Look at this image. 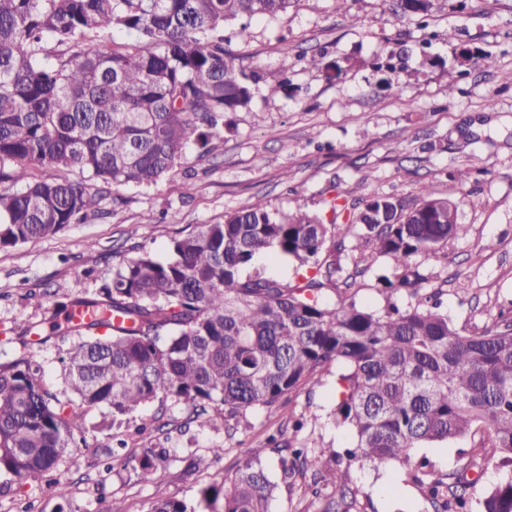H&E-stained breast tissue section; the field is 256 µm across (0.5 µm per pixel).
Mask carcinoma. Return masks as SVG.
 I'll list each match as a JSON object with an SVG mask.
<instances>
[{
  "mask_svg": "<svg viewBox=\"0 0 512 512\" xmlns=\"http://www.w3.org/2000/svg\"><path fill=\"white\" fill-rule=\"evenodd\" d=\"M432 0H398L405 15L428 14ZM294 0H0V248L35 243L97 211L120 187L155 184L181 166L184 149L204 152L224 135V118L247 107L259 84L276 93L285 72L240 64L224 46L226 23L274 17ZM56 172L32 180V168ZM87 174L75 179L74 172ZM333 220L299 209L277 214L258 200L175 237L170 256L121 262L92 297L60 305L88 322L62 359L66 399L42 375L27 338L0 362V473L38 481L73 457L86 411L106 410L100 429L126 448L121 429L148 430L139 412L170 402L195 423L230 430L241 411L271 407L321 384L343 366L329 418L348 428L353 448H314L270 438L283 480L311 477L334 489L322 512H351L348 486L357 458L395 462L426 489L433 512H512V476L480 491L467 472L413 460L412 450L464 437L512 462V317L461 334L441 311L442 289L420 293L416 258L464 237L453 200L373 196L328 202ZM372 252L393 261L381 276L407 303L379 313L354 301L328 307L318 294L358 287ZM270 254L295 267L284 285L254 267ZM121 322L114 323L115 318ZM224 449L209 448L188 468L206 470ZM168 460L157 442L128 458L138 480L154 481ZM275 484L257 458L234 478L192 499L158 497L146 512H270Z\"/></svg>",
  "mask_w": 512,
  "mask_h": 512,
  "instance_id": "1",
  "label": "carcinoma"
}]
</instances>
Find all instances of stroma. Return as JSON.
<instances>
[{
  "instance_id": "obj_1",
  "label": "stroma",
  "mask_w": 512,
  "mask_h": 512,
  "mask_svg": "<svg viewBox=\"0 0 512 512\" xmlns=\"http://www.w3.org/2000/svg\"><path fill=\"white\" fill-rule=\"evenodd\" d=\"M428 27L403 16L397 0H298L287 12L251 22L248 42L231 43L244 66L287 70V90L269 94L258 86L250 105L209 153L189 147L181 167L158 182L119 189L98 214L66 226L34 244L0 248V362L13 358L25 327L55 315L57 303L94 294L112 268L140 251L168 256L172 238L256 199L281 213L323 211L339 197L353 203L371 195L406 199L426 193L459 203L469 231L449 240L430 258L418 259L426 288H443L442 309L464 334L490 326L512 304V0H432ZM474 53L460 63L448 43L450 28ZM407 49L400 68L389 70L387 52ZM493 53L485 68L477 55ZM324 55L340 73L327 79L307 57ZM463 75L449 83L448 68ZM398 84L390 97L383 80ZM477 166L475 181L459 184L454 171ZM495 249H486L487 241ZM393 262L375 256L355 299L369 309L386 301L378 274ZM339 366H330L321 386L290 402L257 408L233 418L234 438L210 429L172 434L170 457L153 482L136 481L125 454L103 474L109 438L98 426L100 409H89L86 447L60 467L71 486L66 512H145L158 496H194L202 485L232 477L238 463L259 454L278 488L270 512H319L322 502L296 479L283 481L280 456L270 436H290L303 419L310 445L344 451L353 437L328 417L336 403ZM222 445L223 456L207 470L186 474L191 454ZM358 512H429L423 488L392 463L358 462L350 469ZM37 512H55L58 501L46 481L18 485L0 475V512H18L21 500Z\"/></svg>"
}]
</instances>
